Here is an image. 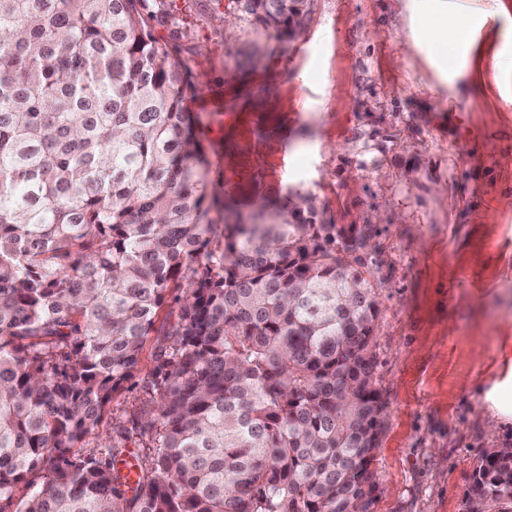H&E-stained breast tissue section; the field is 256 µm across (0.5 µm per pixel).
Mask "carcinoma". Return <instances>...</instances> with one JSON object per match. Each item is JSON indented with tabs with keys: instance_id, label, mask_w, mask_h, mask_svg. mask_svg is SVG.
<instances>
[{
	"instance_id": "carcinoma-1",
	"label": "carcinoma",
	"mask_w": 512,
	"mask_h": 512,
	"mask_svg": "<svg viewBox=\"0 0 512 512\" xmlns=\"http://www.w3.org/2000/svg\"><path fill=\"white\" fill-rule=\"evenodd\" d=\"M145 2L0 0V512H372L373 225L216 211L199 86ZM234 2L299 36L306 0ZM168 303L152 410L104 442ZM467 506L512 512V448Z\"/></svg>"
}]
</instances>
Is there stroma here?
<instances>
[{
    "instance_id": "obj_1",
    "label": "stroma",
    "mask_w": 512,
    "mask_h": 512,
    "mask_svg": "<svg viewBox=\"0 0 512 512\" xmlns=\"http://www.w3.org/2000/svg\"><path fill=\"white\" fill-rule=\"evenodd\" d=\"M463 34L422 30V0H307L279 42L232 0H149L204 96L190 101L211 190L244 212L311 197L370 224L387 405L373 512H466L486 450L512 446L482 389L512 376V0H441ZM150 336L110 421L147 405Z\"/></svg>"
}]
</instances>
